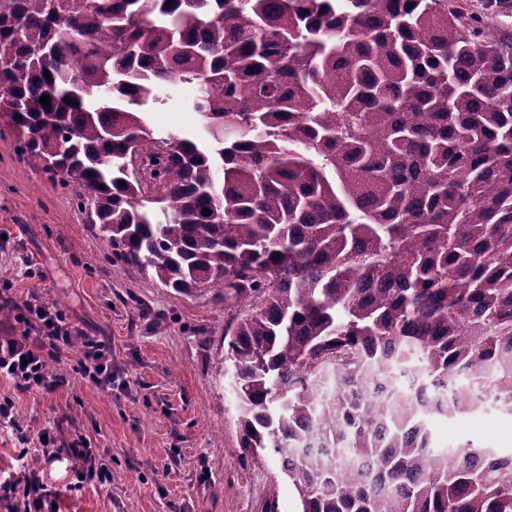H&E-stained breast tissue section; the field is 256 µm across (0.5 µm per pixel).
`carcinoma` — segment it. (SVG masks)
<instances>
[{
  "mask_svg": "<svg viewBox=\"0 0 512 512\" xmlns=\"http://www.w3.org/2000/svg\"><path fill=\"white\" fill-rule=\"evenodd\" d=\"M165 2L0 0V123L118 262L248 308L243 458L301 512H512V453L428 427L512 415V36L446 0ZM178 83L197 133L156 134Z\"/></svg>",
  "mask_w": 512,
  "mask_h": 512,
  "instance_id": "1",
  "label": "carcinoma"
}]
</instances>
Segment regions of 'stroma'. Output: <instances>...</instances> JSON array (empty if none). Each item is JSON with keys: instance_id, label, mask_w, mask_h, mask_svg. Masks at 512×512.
I'll return each mask as SVG.
<instances>
[{"instance_id": "35a3bbf8", "label": "stroma", "mask_w": 512, "mask_h": 512, "mask_svg": "<svg viewBox=\"0 0 512 512\" xmlns=\"http://www.w3.org/2000/svg\"><path fill=\"white\" fill-rule=\"evenodd\" d=\"M450 9L484 14L512 34V0H448ZM195 86L174 88L151 108L156 132L194 133L198 119L183 105ZM11 306L56 305L76 336L108 340L112 385L84 379L79 352L66 346L50 363L65 379L54 392L0 379V404L13 425H0V480L29 468L59 493L61 512H299L295 486L275 458H242L237 409L226 372L224 329L243 307L219 290L179 294L151 275L112 260V250L76 207L69 191L19 151L0 130V291ZM433 443L472 442L512 451V416L489 409L454 420L433 419ZM55 447L84 437L112 461L108 486L74 488L60 463H48L41 435ZM27 456H20V448Z\"/></svg>"}]
</instances>
